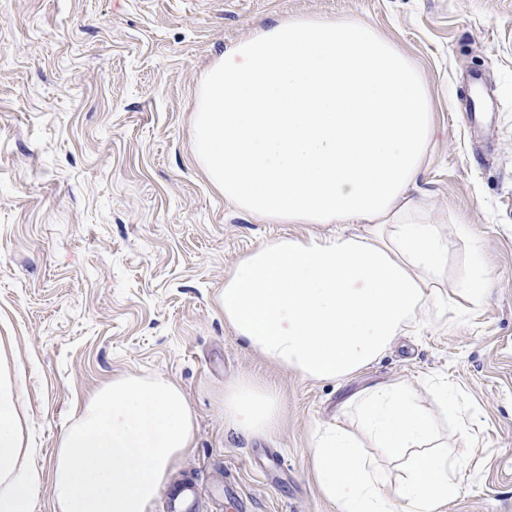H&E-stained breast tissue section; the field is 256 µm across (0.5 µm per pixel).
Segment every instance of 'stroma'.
<instances>
[{
	"instance_id": "obj_1",
	"label": "stroma",
	"mask_w": 512,
	"mask_h": 512,
	"mask_svg": "<svg viewBox=\"0 0 512 512\" xmlns=\"http://www.w3.org/2000/svg\"><path fill=\"white\" fill-rule=\"evenodd\" d=\"M288 16L357 18L419 65L435 134L414 197L448 227L444 320L400 336L343 384L265 362L224 324L237 261L337 224H265L225 201L193 158L195 91L224 48ZM489 273L463 292L472 246ZM0 336L9 338L52 496L63 426L126 375L177 384L196 440L171 483L195 512H332L308 463L315 431L356 390L447 381L469 408L448 443L475 445L442 512H512V0H0ZM273 385L269 438L224 428V388Z\"/></svg>"
}]
</instances>
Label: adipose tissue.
<instances>
[{"label":"adipose tissue","mask_w":512,"mask_h":512,"mask_svg":"<svg viewBox=\"0 0 512 512\" xmlns=\"http://www.w3.org/2000/svg\"><path fill=\"white\" fill-rule=\"evenodd\" d=\"M193 153L225 200L268 224H353L333 237L273 239L224 279L218 304L235 338L266 362L315 381L348 380L441 303L448 234L412 187L433 132L413 59L357 19L286 17L225 49L206 70L192 115ZM0 341V512H32L39 477L29 416ZM313 435L309 462L335 512H441L466 457L437 420L461 421L453 389L421 405L410 384L351 395ZM280 401L244 379L224 391V425L276 431ZM183 391L162 378L113 379L61 432L52 495L59 512H149L195 441ZM399 463L389 484L363 450Z\"/></svg>","instance_id":"adipose-tissue-1"}]
</instances>
